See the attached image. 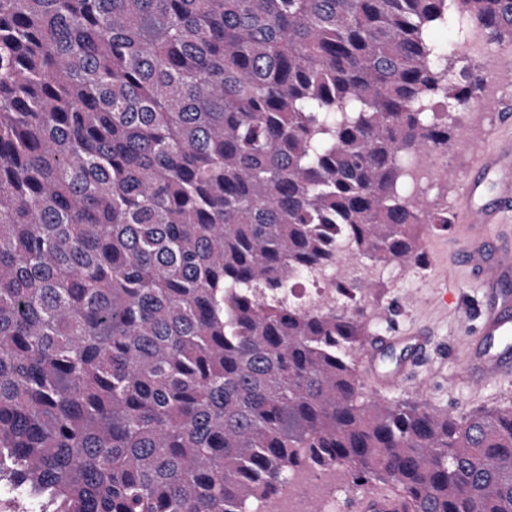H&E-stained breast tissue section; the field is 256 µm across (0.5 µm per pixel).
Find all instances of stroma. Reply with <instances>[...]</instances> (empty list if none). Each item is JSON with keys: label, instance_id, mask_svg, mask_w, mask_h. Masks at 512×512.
<instances>
[{"label": "stroma", "instance_id": "obj_1", "mask_svg": "<svg viewBox=\"0 0 512 512\" xmlns=\"http://www.w3.org/2000/svg\"><path fill=\"white\" fill-rule=\"evenodd\" d=\"M423 263L403 267L389 264L369 271L366 265L342 267L346 278L374 275L380 290L366 301V333L377 335L390 328L403 332L428 331L433 347L415 365L410 382L396 390H380L364 379L363 390L371 397L391 401H417L457 416L480 410L512 407V381H491L474 389L458 379L456 354L471 333L470 307L480 290L468 279L457 255V244L449 233L430 231L421 239ZM448 292H440V284Z\"/></svg>", "mask_w": 512, "mask_h": 512}]
</instances>
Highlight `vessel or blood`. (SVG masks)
I'll use <instances>...</instances> for the list:
<instances>
[{"instance_id":"b4317fda","label":"vessel or blood","mask_w":512,"mask_h":512,"mask_svg":"<svg viewBox=\"0 0 512 512\" xmlns=\"http://www.w3.org/2000/svg\"><path fill=\"white\" fill-rule=\"evenodd\" d=\"M474 156V166L460 175L466 189L456 206V232L462 240L459 258L482 294L478 325L458 357V377L471 387L512 378V242L493 238L496 224L512 212V139L494 151L475 144ZM489 175L496 182L497 200L485 205L480 197ZM382 343L390 349L410 347L413 356L391 370H380L378 346ZM430 346L431 338L423 332L372 337L364 370L382 388L402 387L414 362L426 358ZM352 508L354 512H404L405 501L398 494L373 491L357 498Z\"/></svg>"}]
</instances>
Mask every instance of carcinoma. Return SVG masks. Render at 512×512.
<instances>
[{"label":"carcinoma","instance_id":"obj_1","mask_svg":"<svg viewBox=\"0 0 512 512\" xmlns=\"http://www.w3.org/2000/svg\"><path fill=\"white\" fill-rule=\"evenodd\" d=\"M475 27L512 39V0H0V484L257 512L308 461L512 512V407L370 401L364 307L288 298L452 223L408 170Z\"/></svg>","mask_w":512,"mask_h":512}]
</instances>
